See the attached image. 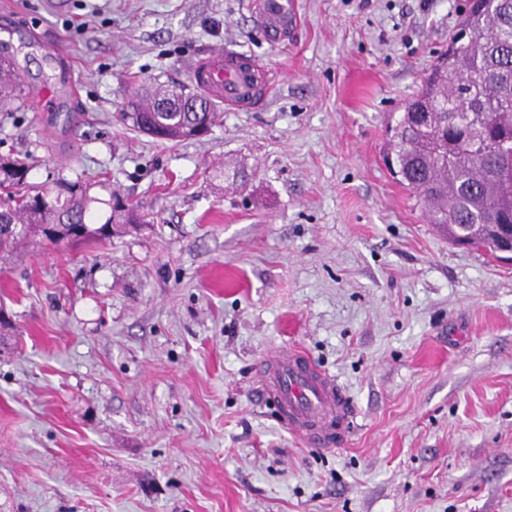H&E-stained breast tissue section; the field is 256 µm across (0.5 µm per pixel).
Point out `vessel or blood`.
I'll list each match as a JSON object with an SVG mask.
<instances>
[{
  "label": "vessel or blood",
  "instance_id": "vessel-or-blood-1",
  "mask_svg": "<svg viewBox=\"0 0 512 512\" xmlns=\"http://www.w3.org/2000/svg\"><path fill=\"white\" fill-rule=\"evenodd\" d=\"M257 17L267 36L285 40L298 26L295 0H259ZM260 68L233 50L210 57L194 69L195 85L226 107H251L261 97ZM260 395L271 401L281 423L311 448L342 443L354 425L355 413L345 390L317 367L300 348L271 355L256 365Z\"/></svg>",
  "mask_w": 512,
  "mask_h": 512
}]
</instances>
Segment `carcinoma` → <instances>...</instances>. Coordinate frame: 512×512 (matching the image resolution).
Returning <instances> with one entry per match:
<instances>
[{"label": "carcinoma", "mask_w": 512, "mask_h": 512, "mask_svg": "<svg viewBox=\"0 0 512 512\" xmlns=\"http://www.w3.org/2000/svg\"><path fill=\"white\" fill-rule=\"evenodd\" d=\"M459 32L467 46L442 56L425 87L408 103L394 129L393 174L421 198L430 223L452 235V224H474V245L494 253L498 240L512 237V166L501 167L512 152V0L492 8H469ZM17 72L0 65V104L21 93ZM135 127L148 119L165 130L162 139L191 138L193 125H212L216 103L201 95L183 96L159 86L128 97ZM431 113V123L413 126L410 112ZM25 156L0 162V260L29 236L78 243L112 234V224L92 228L86 222L87 186L59 177L53 186L27 180ZM54 195V204L38 198Z\"/></svg>", "instance_id": "cac0c4a2"}]
</instances>
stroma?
I'll use <instances>...</instances> for the list:
<instances>
[{"label":"stroma","instance_id":"stroma-1","mask_svg":"<svg viewBox=\"0 0 512 512\" xmlns=\"http://www.w3.org/2000/svg\"><path fill=\"white\" fill-rule=\"evenodd\" d=\"M0 0L23 81L0 157L135 222L0 263V512H512V265L449 243L383 161L468 0ZM262 102L154 139L130 92L209 52ZM302 347L350 396L305 447L257 390ZM257 9L261 28L274 41L285 40L300 22L295 0H260Z\"/></svg>","mask_w":512,"mask_h":512}]
</instances>
